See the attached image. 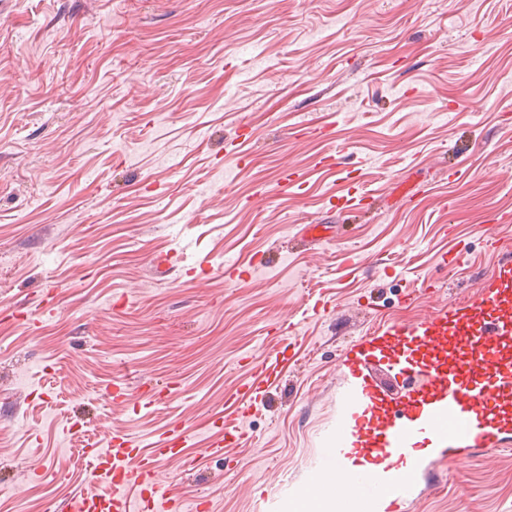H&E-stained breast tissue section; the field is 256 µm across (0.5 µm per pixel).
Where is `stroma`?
<instances>
[{"label": "stroma", "mask_w": 512, "mask_h": 512, "mask_svg": "<svg viewBox=\"0 0 512 512\" xmlns=\"http://www.w3.org/2000/svg\"><path fill=\"white\" fill-rule=\"evenodd\" d=\"M509 259L512 0H0V512L91 492L76 430L175 425L184 508L296 512L347 344ZM404 512H512V449L424 455Z\"/></svg>", "instance_id": "stroma-1"}]
</instances>
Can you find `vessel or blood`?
<instances>
[{
  "label": "vessel or blood",
  "mask_w": 512,
  "mask_h": 512,
  "mask_svg": "<svg viewBox=\"0 0 512 512\" xmlns=\"http://www.w3.org/2000/svg\"><path fill=\"white\" fill-rule=\"evenodd\" d=\"M346 354L344 415L329 467L346 472L349 488L364 497L402 505L413 480L407 449L429 446L456 459L464 450H494L512 433V263L484 277L470 300L434 305L415 324H377ZM376 366L402 376L405 390H380ZM186 437L173 427L147 452L125 435L93 444L88 454L110 493L72 497L71 512H174L177 500L157 467L179 456Z\"/></svg>",
  "instance_id": "b4317fda"
}]
</instances>
